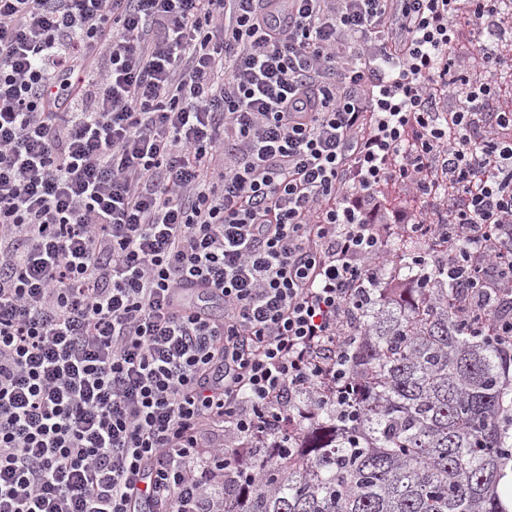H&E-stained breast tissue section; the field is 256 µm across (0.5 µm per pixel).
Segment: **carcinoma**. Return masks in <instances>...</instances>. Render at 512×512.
Returning <instances> with one entry per match:
<instances>
[{
    "label": "carcinoma",
    "instance_id": "carcinoma-1",
    "mask_svg": "<svg viewBox=\"0 0 512 512\" xmlns=\"http://www.w3.org/2000/svg\"><path fill=\"white\" fill-rule=\"evenodd\" d=\"M394 250L415 277L412 246ZM428 273L433 287L399 301L391 269L364 282L349 316L350 369L367 388L356 419L328 406L298 425L292 451L266 461L257 449L259 479L225 485L224 512H509L498 485L512 462V346L461 322L448 256Z\"/></svg>",
    "mask_w": 512,
    "mask_h": 512
}]
</instances>
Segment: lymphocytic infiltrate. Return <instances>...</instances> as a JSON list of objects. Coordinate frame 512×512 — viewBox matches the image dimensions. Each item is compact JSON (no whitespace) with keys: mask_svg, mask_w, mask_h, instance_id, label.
<instances>
[{"mask_svg":"<svg viewBox=\"0 0 512 512\" xmlns=\"http://www.w3.org/2000/svg\"><path fill=\"white\" fill-rule=\"evenodd\" d=\"M505 60L504 0H0V512H217L395 238L512 287Z\"/></svg>","mask_w":512,"mask_h":512,"instance_id":"obj_1","label":"lymphocytic infiltrate"}]
</instances>
